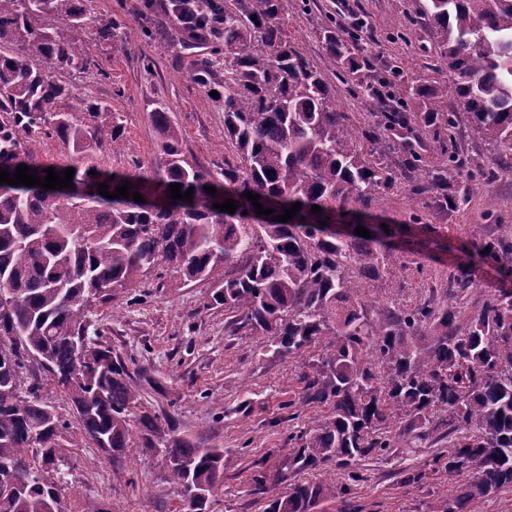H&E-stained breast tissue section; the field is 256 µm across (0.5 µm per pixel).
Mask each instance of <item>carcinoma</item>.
Wrapping results in <instances>:
<instances>
[{"label":"carcinoma","mask_w":512,"mask_h":512,"mask_svg":"<svg viewBox=\"0 0 512 512\" xmlns=\"http://www.w3.org/2000/svg\"><path fill=\"white\" fill-rule=\"evenodd\" d=\"M412 5L440 65L454 76L450 86L413 88L427 100L418 123L435 127L428 151L461 166L449 145L463 117L512 168V0ZM167 9L184 48H210L193 60L197 89L214 91L224 71L217 101L224 102V143L233 159L214 173L188 161L165 106L152 112L163 173L107 169L104 153L122 148L119 117L54 78L58 69L89 62L75 63L60 34L62 26L84 28L87 0H0V171L12 175L23 164L44 178L50 167L58 175L74 170V188L64 197L0 184V512H65L62 499L78 495L65 481L68 420L45 400L40 383L22 380L34 354L47 361L50 385L70 400L85 436L107 457L134 444L163 452L180 499L200 494L189 512H213L223 451L201 448L180 437L170 417L141 410L126 364L88 336L93 310L112 300V289L138 288L144 276L170 271L211 284V301L240 314L241 327L268 337L281 356L324 345L304 375L305 399L328 406V415L302 433L278 481L334 463L357 482L352 466L425 439L436 422L453 442L448 453L434 455L432 470L448 472L450 484L470 477L466 495L445 498L443 512H465L468 500L512 487V292L500 290L464 324L456 306L431 300L385 325L368 315L359 275L393 263L400 229L357 218L383 211L395 189L429 199L427 208L439 204L445 181L411 142L410 117L391 93L389 76L398 67L367 64V97L383 134L392 135L370 134L367 148L358 140L357 113L337 107L336 90L288 40V0H169ZM325 40L333 59L354 64L355 42L333 30ZM35 136L60 142L73 162L36 157L26 147ZM381 147L401 153V173L376 157ZM125 181L144 198L162 193L163 204L98 194L100 183L113 193ZM171 184L182 194L194 188L192 201L170 198ZM248 191L273 209L261 223L248 221L257 214ZM229 198L235 213L214 208ZM296 202L301 209L292 220H273ZM347 217L370 237H338L322 226ZM482 248L512 273V254L491 242ZM231 262L235 271L226 275ZM476 271L459 265L449 280L463 293L476 285ZM348 492L323 481L295 483L269 498L264 512H313Z\"/></svg>","instance_id":"obj_1"}]
</instances>
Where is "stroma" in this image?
<instances>
[{
  "label": "stroma",
  "instance_id": "35a3bbf8",
  "mask_svg": "<svg viewBox=\"0 0 512 512\" xmlns=\"http://www.w3.org/2000/svg\"><path fill=\"white\" fill-rule=\"evenodd\" d=\"M138 2L91 0L92 24H112L127 52L113 55L111 41L87 30L63 29L74 56L89 58L90 66L61 71L58 77L122 118L123 147L112 157L113 170L128 171L137 163L151 173L163 168L152 122V111L160 102L169 106V116L183 134L188 160L214 169L224 162V112L191 82V57L177 41L146 37L153 21L169 22L164 10L168 0H156L152 16L141 15ZM333 19L349 28L358 22L364 27L357 52L364 65L346 83L338 80L342 66L333 61L324 39ZM286 29L289 40L335 84L336 101L347 112L371 110L361 93L368 82L367 62L400 63L403 79L394 92L407 100L412 116L423 107L410 98V86L443 80L434 54L420 50L425 27L411 0H312L305 9L292 0ZM455 147L464 166L449 174L445 195L456 196L470 176L480 172L493 170L497 176L489 184L474 186L469 204L428 209L420 225L409 221L413 201L400 192L388 195L385 222L406 225L407 231L395 241L396 263L363 281L372 322L386 324L392 313L430 296L445 299L448 273L463 261L469 240L512 248V171L499 170L496 148L474 137L467 123L458 127ZM486 194L498 202L492 219L482 212L481 198ZM210 294L205 282L151 277L141 288L115 289L112 301L95 309L94 321L113 353L138 377L142 408L170 415L180 437L223 451V484L216 491L215 512H263L266 497L251 491L255 471L270 478L271 494L284 492V485L274 478L294 446L293 435L328 413L327 406L303 399L302 376L322 350L311 347L297 358L274 354L266 347V337L245 328L232 330V314L210 305ZM52 403L71 419L63 441L70 458L67 479L80 495L65 497L66 512H82L85 503L97 500L104 501L110 512H179L178 488L161 453L137 451L107 458L85 439L70 403L60 396ZM442 434V429L431 430L419 447L400 449L387 460L360 461L362 479L355 484L345 469L333 465L321 473H307L310 481L351 487L350 495L325 501L313 512H442L445 495L463 493L466 480L452 484L445 471H428L424 483L405 485L400 476L406 467L425 469L436 452L445 450Z\"/></svg>",
  "mask_w": 512,
  "mask_h": 512
}]
</instances>
